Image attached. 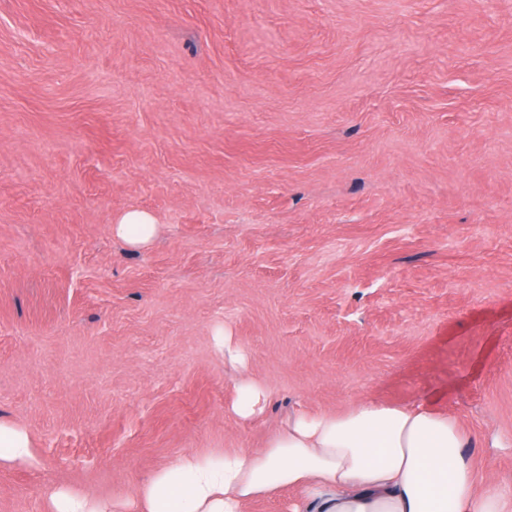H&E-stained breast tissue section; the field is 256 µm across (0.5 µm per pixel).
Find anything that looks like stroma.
<instances>
[{
    "instance_id": "obj_1",
    "label": "stroma",
    "mask_w": 512,
    "mask_h": 512,
    "mask_svg": "<svg viewBox=\"0 0 512 512\" xmlns=\"http://www.w3.org/2000/svg\"><path fill=\"white\" fill-rule=\"evenodd\" d=\"M427 399L511 493L512 0H0V512ZM157 233L155 218L149 212L128 209L112 224V234L131 247H141L152 242ZM269 394L255 382H243L233 405V411L242 419H250L262 412ZM34 452L27 432L0 421V465H30Z\"/></svg>"
}]
</instances>
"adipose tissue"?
<instances>
[{"instance_id": "1", "label": "adipose tissue", "mask_w": 512, "mask_h": 512, "mask_svg": "<svg viewBox=\"0 0 512 512\" xmlns=\"http://www.w3.org/2000/svg\"><path fill=\"white\" fill-rule=\"evenodd\" d=\"M132 247L157 233L149 212L129 209L112 226ZM470 439L433 406L362 402L343 413H302L265 447L184 454L136 491L143 512H243L283 488L306 494L307 512H512V494L481 485ZM27 432L0 422V465H29Z\"/></svg>"}]
</instances>
